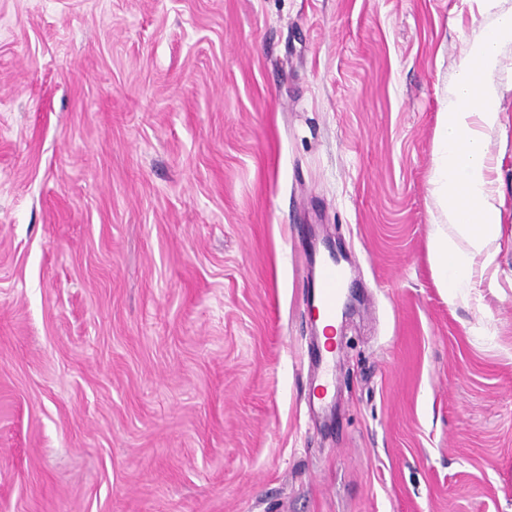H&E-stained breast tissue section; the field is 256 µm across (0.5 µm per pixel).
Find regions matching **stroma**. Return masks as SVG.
<instances>
[{"instance_id":"obj_1","label":"stroma","mask_w":512,"mask_h":512,"mask_svg":"<svg viewBox=\"0 0 512 512\" xmlns=\"http://www.w3.org/2000/svg\"><path fill=\"white\" fill-rule=\"evenodd\" d=\"M510 11L0 0V512H512V43L482 311L428 252L437 115ZM344 272L335 260L325 261L314 281L312 305L325 319H335Z\"/></svg>"}]
</instances>
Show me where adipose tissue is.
<instances>
[{
	"label": "adipose tissue",
	"instance_id": "ef3b65f1",
	"mask_svg": "<svg viewBox=\"0 0 512 512\" xmlns=\"http://www.w3.org/2000/svg\"><path fill=\"white\" fill-rule=\"evenodd\" d=\"M512 42V13L500 14L472 42L462 62L434 138V186L443 223L433 225L429 244L432 272L451 304H479V285L496 274L494 242L501 234L490 179L488 134L498 122L496 93L485 77Z\"/></svg>",
	"mask_w": 512,
	"mask_h": 512
}]
</instances>
